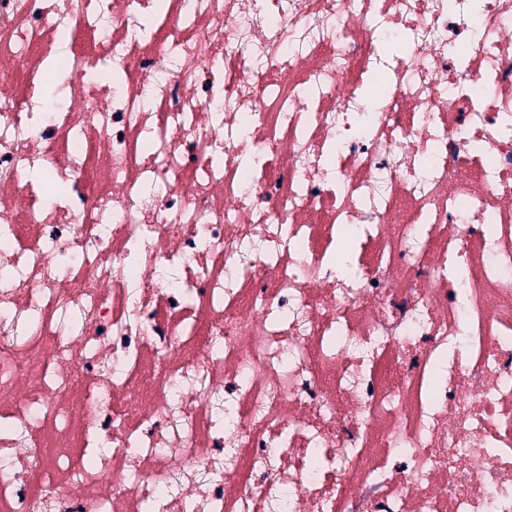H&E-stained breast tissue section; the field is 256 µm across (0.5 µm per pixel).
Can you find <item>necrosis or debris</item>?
<instances>
[{
    "mask_svg": "<svg viewBox=\"0 0 512 512\" xmlns=\"http://www.w3.org/2000/svg\"><path fill=\"white\" fill-rule=\"evenodd\" d=\"M0 512H512V0H0Z\"/></svg>",
    "mask_w": 512,
    "mask_h": 512,
    "instance_id": "1",
    "label": "necrosis or debris"
}]
</instances>
